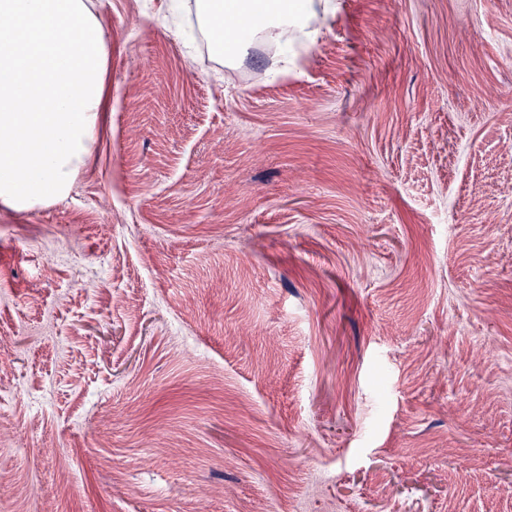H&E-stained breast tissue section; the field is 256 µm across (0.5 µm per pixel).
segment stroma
I'll return each mask as SVG.
<instances>
[{
  "mask_svg": "<svg viewBox=\"0 0 512 512\" xmlns=\"http://www.w3.org/2000/svg\"><path fill=\"white\" fill-rule=\"evenodd\" d=\"M87 0L110 103L0 205V512H512V0H341L226 66Z\"/></svg>",
  "mask_w": 512,
  "mask_h": 512,
  "instance_id": "obj_1",
  "label": "stroma"
}]
</instances>
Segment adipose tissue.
Returning <instances> with one entry per match:
<instances>
[{"label":"adipose tissue","mask_w":512,"mask_h":512,"mask_svg":"<svg viewBox=\"0 0 512 512\" xmlns=\"http://www.w3.org/2000/svg\"><path fill=\"white\" fill-rule=\"evenodd\" d=\"M335 0H196L201 29L218 38L226 61L253 34L275 40L302 31L316 40V14ZM244 11L253 29L224 36V15ZM0 204L27 211L64 196L98 134L107 104V54L85 0H0Z\"/></svg>","instance_id":"ef3b65f1"}]
</instances>
